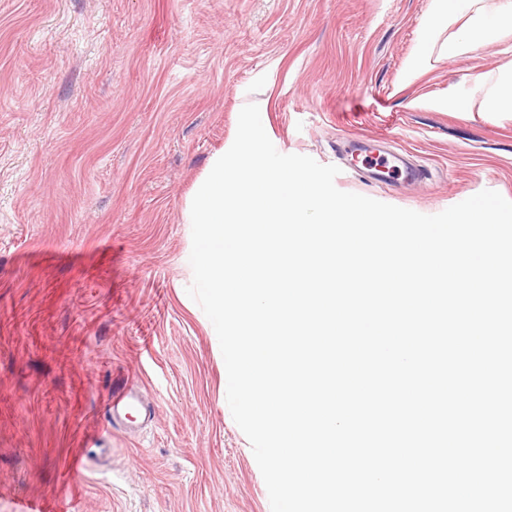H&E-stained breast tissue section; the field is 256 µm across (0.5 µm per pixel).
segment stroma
<instances>
[{"label": "stroma", "mask_w": 512, "mask_h": 512, "mask_svg": "<svg viewBox=\"0 0 512 512\" xmlns=\"http://www.w3.org/2000/svg\"><path fill=\"white\" fill-rule=\"evenodd\" d=\"M433 23L431 0H0V512H271L186 292L182 209L249 103L340 190L427 215L512 201V110L459 106L512 77V34L451 58ZM348 138L425 179L369 183ZM125 380L149 415L102 454L85 435Z\"/></svg>", "instance_id": "1"}]
</instances>
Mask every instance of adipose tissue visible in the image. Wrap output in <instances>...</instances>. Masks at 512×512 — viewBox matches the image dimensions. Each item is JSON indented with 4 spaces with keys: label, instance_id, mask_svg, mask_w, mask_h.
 I'll return each mask as SVG.
<instances>
[{
    "label": "adipose tissue",
    "instance_id": "ef3b65f1",
    "mask_svg": "<svg viewBox=\"0 0 512 512\" xmlns=\"http://www.w3.org/2000/svg\"><path fill=\"white\" fill-rule=\"evenodd\" d=\"M478 0H432L437 24L457 26L455 36L448 40V54L457 57L478 45L500 39L506 27H512V0H496L492 11L478 7ZM468 12L466 23H459L461 12Z\"/></svg>",
    "mask_w": 512,
    "mask_h": 512
}]
</instances>
